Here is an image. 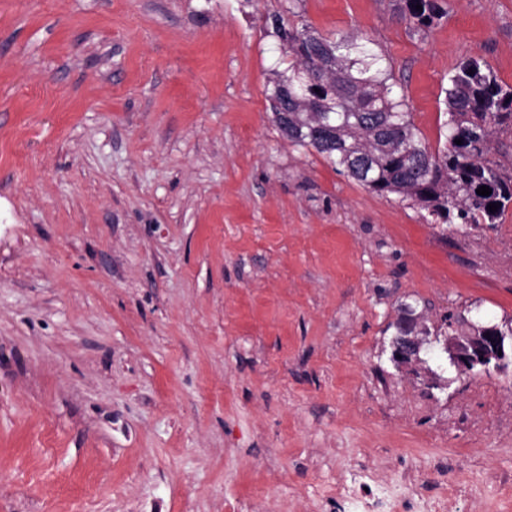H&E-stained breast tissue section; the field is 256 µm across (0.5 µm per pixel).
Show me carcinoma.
Wrapping results in <instances>:
<instances>
[{
    "mask_svg": "<svg viewBox=\"0 0 512 512\" xmlns=\"http://www.w3.org/2000/svg\"><path fill=\"white\" fill-rule=\"evenodd\" d=\"M402 10L418 31L447 14L442 0H403ZM276 31L292 57L269 95L284 138L326 156L370 191L426 211L437 224L500 223L512 206V169L492 159L493 139L512 127V85L485 61L469 56L456 65L446 89V142L433 152L394 89L391 68L366 43L308 25ZM483 185L492 193L477 194ZM492 203L499 204L495 212Z\"/></svg>",
    "mask_w": 512,
    "mask_h": 512,
    "instance_id": "1",
    "label": "carcinoma"
}]
</instances>
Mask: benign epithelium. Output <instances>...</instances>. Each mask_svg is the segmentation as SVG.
<instances>
[{"label": "benign epithelium", "instance_id": "obj_1", "mask_svg": "<svg viewBox=\"0 0 512 512\" xmlns=\"http://www.w3.org/2000/svg\"><path fill=\"white\" fill-rule=\"evenodd\" d=\"M430 343L427 330L421 326L413 311L402 310L391 341L394 364L403 368L420 362L422 349ZM442 352L463 373L502 370L512 365V333L497 325H473L468 333L446 336Z\"/></svg>", "mask_w": 512, "mask_h": 512}]
</instances>
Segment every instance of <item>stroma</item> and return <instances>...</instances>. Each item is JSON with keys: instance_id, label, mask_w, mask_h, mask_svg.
Segmentation results:
<instances>
[{"instance_id": "35a3bbf8", "label": "stroma", "mask_w": 512, "mask_h": 512, "mask_svg": "<svg viewBox=\"0 0 512 512\" xmlns=\"http://www.w3.org/2000/svg\"><path fill=\"white\" fill-rule=\"evenodd\" d=\"M0 0V512H512V367L391 361L401 308L512 327V210L434 224L276 129L274 18L358 33L430 150L512 84V0ZM401 7L414 29L424 31L438 24L447 14L442 0H403ZM421 5L422 10H416Z\"/></svg>"}]
</instances>
